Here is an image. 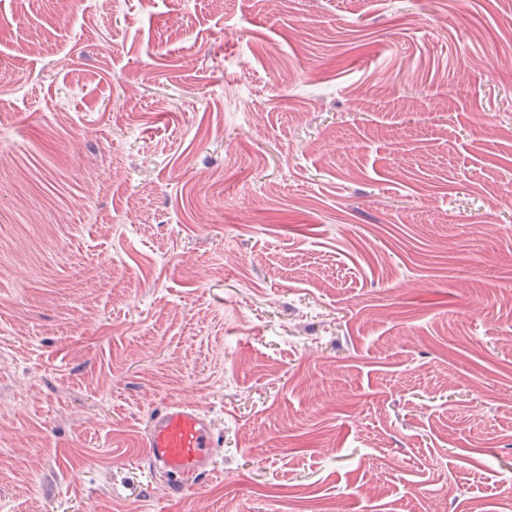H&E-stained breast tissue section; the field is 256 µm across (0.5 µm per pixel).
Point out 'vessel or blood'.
<instances>
[{
  "instance_id": "1",
  "label": "vessel or blood",
  "mask_w": 512,
  "mask_h": 512,
  "mask_svg": "<svg viewBox=\"0 0 512 512\" xmlns=\"http://www.w3.org/2000/svg\"><path fill=\"white\" fill-rule=\"evenodd\" d=\"M220 445L210 420L196 405L169 401L150 416L144 458L150 470L164 476L171 495L180 497L211 477Z\"/></svg>"
}]
</instances>
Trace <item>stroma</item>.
Listing matches in <instances>:
<instances>
[{"mask_svg": "<svg viewBox=\"0 0 512 512\" xmlns=\"http://www.w3.org/2000/svg\"><path fill=\"white\" fill-rule=\"evenodd\" d=\"M412 485L512 512V0H0V512ZM222 446L210 420L194 404L169 401L154 409L143 458L160 472L174 497L206 482L214 473L215 448Z\"/></svg>", "mask_w": 512, "mask_h": 512, "instance_id": "35a3bbf8", "label": "stroma"}]
</instances>
